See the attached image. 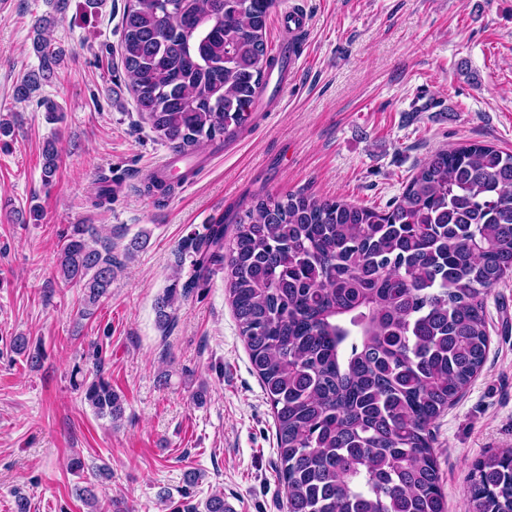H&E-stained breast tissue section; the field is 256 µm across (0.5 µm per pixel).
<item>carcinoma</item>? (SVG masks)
I'll return each instance as SVG.
<instances>
[{
  "label": "carcinoma",
  "mask_w": 512,
  "mask_h": 512,
  "mask_svg": "<svg viewBox=\"0 0 512 512\" xmlns=\"http://www.w3.org/2000/svg\"><path fill=\"white\" fill-rule=\"evenodd\" d=\"M275 0H129L121 60L137 109L176 154L234 140L278 60L268 53ZM52 16L33 27L39 71L15 87L30 98L61 62ZM43 147L41 180L58 170ZM207 227L190 248V278L156 303L168 328L176 303L225 269L251 365L273 410L288 512H446L431 424L466 390L489 347L485 300L512 276V153L465 143L427 158L386 209L302 192L257 199ZM59 274L82 288L84 316L108 298L120 262L93 224L61 233ZM11 349L41 364L23 336ZM75 383L101 418L124 400L102 371ZM90 512H112L77 489ZM465 512H512V450L467 476Z\"/></svg>",
  "instance_id": "cac0c4a2"
}]
</instances>
